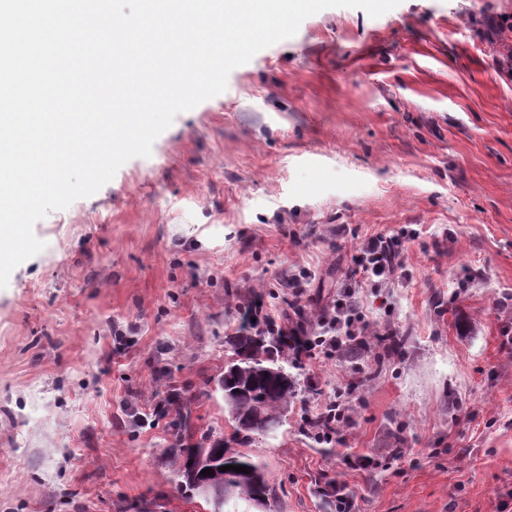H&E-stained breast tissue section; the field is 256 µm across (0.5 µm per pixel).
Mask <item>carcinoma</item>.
<instances>
[{
  "label": "carcinoma",
  "mask_w": 512,
  "mask_h": 512,
  "mask_svg": "<svg viewBox=\"0 0 512 512\" xmlns=\"http://www.w3.org/2000/svg\"><path fill=\"white\" fill-rule=\"evenodd\" d=\"M246 325L229 341L232 360L224 367V375L215 381L224 398V410L234 423L237 440L245 443L254 435H267L276 430L298 396L296 378L283 365L288 352L287 337L270 328L254 330L252 311L243 314ZM164 413H174L175 424L187 426L190 410L166 401L160 404ZM211 451L216 462L243 465L249 473L236 476L229 497L266 507L274 496L264 466L252 453L224 447V439L204 435L201 442L186 446L178 437L170 448L179 486L186 485L189 461L201 450Z\"/></svg>",
  "instance_id": "carcinoma-1"
}]
</instances>
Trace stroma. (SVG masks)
<instances>
[{
    "label": "stroma",
    "instance_id": "35a3bbf8",
    "mask_svg": "<svg viewBox=\"0 0 512 512\" xmlns=\"http://www.w3.org/2000/svg\"><path fill=\"white\" fill-rule=\"evenodd\" d=\"M33 232L0 289V512H212L156 407L179 395L186 443L231 438L238 310L284 322L299 273L311 333L350 292L405 342L294 368L284 422L242 446L276 498L223 512H336L335 482L352 512H512V0L322 10ZM376 234L402 244L379 288ZM339 395L342 437L313 438ZM394 244H396L395 239L381 235L370 237L363 243L357 263L359 270L367 279L374 283L385 282L396 273L399 251L394 250ZM390 251L394 256L393 261L389 256Z\"/></svg>",
    "mask_w": 512,
    "mask_h": 512
}]
</instances>
